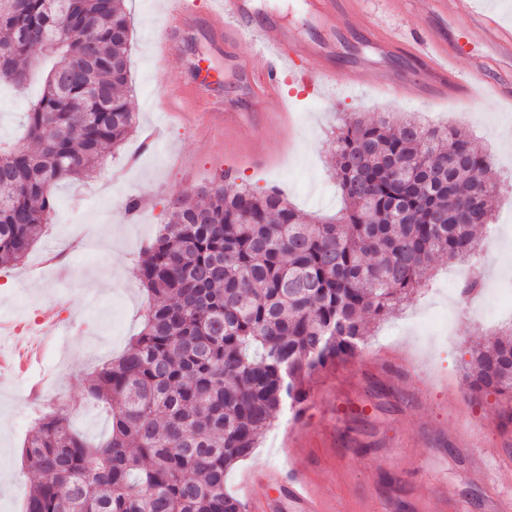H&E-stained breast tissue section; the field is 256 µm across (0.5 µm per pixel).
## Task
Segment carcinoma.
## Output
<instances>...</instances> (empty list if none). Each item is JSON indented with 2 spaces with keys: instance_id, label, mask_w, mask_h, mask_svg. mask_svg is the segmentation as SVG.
<instances>
[{
  "instance_id": "obj_1",
  "label": "carcinoma",
  "mask_w": 512,
  "mask_h": 512,
  "mask_svg": "<svg viewBox=\"0 0 512 512\" xmlns=\"http://www.w3.org/2000/svg\"><path fill=\"white\" fill-rule=\"evenodd\" d=\"M126 0H0V85L50 57L25 136L0 148V267L44 235L61 184L102 172L136 128L126 96ZM341 216L308 222L275 190L225 178L169 205L136 277L144 327L97 368L84 400L104 405L97 442L51 411L22 448L39 474L22 512H243L224 489L312 376L353 358L370 325L421 288L439 258L470 262L494 223L489 156L466 131L354 115L336 132ZM469 398L512 425V323L466 350Z\"/></svg>"
}]
</instances>
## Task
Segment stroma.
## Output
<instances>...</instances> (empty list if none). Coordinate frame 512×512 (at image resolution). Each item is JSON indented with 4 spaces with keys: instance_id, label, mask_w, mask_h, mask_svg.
<instances>
[{
    "instance_id": "stroma-1",
    "label": "stroma",
    "mask_w": 512,
    "mask_h": 512,
    "mask_svg": "<svg viewBox=\"0 0 512 512\" xmlns=\"http://www.w3.org/2000/svg\"><path fill=\"white\" fill-rule=\"evenodd\" d=\"M158 0H126L132 40L129 99L135 133L107 156L104 170L83 186L63 185L48 231L20 263L0 268V317L34 320L46 306L58 309L63 336L50 338L39 372L48 385L31 403L28 377L0 372V512H20L33 481L21 449L44 412L65 414L75 430L97 440L108 432V417L95 404L74 407L97 366L118 356L143 325L151 303L135 274L116 277L108 263L120 251L134 265L140 251L165 223L170 201L196 195L231 172L237 187L277 189L311 220L336 217L342 199L334 176L332 141L346 115L417 116L432 124L466 129L473 146L487 153L499 181L512 182V101L474 90L469 97L433 99L410 78L415 68L408 49L386 56L398 82L394 96L369 86L363 64L373 52L364 32L371 24L412 39L444 29L460 36L462 21L438 26L423 0H365V13L340 31L310 19L305 0H254L258 11L277 12L299 36L323 41L339 37L335 63L350 85L318 96L291 83L294 110L279 133L254 141L249 127L204 131L165 113V102L194 85L197 60L221 74L211 96L241 111L248 104L233 71L224 67V48L205 22L177 32V65L160 61L154 43L167 19ZM40 92L0 90V143L22 134L29 100ZM144 203L136 215L124 212L127 199ZM497 234L487 241L485 275L512 263V189L499 191ZM466 270L439 263L434 278L390 317L376 322L354 358L321 369L302 414L283 410L260 437L254 455L227 473L226 490L243 496L247 475L281 468L284 458L303 469L328 512H490L495 495L512 496V427L498 426L495 397L474 401L462 388L466 348L496 327L489 315L499 306L495 290L470 299L457 289ZM492 450L489 480L469 472L468 452ZM441 489L442 497L431 495Z\"/></svg>"
}]
</instances>
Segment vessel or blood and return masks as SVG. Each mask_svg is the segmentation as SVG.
Returning a JSON list of instances; mask_svg holds the SVG:
<instances>
[{"mask_svg":"<svg viewBox=\"0 0 512 512\" xmlns=\"http://www.w3.org/2000/svg\"><path fill=\"white\" fill-rule=\"evenodd\" d=\"M432 14L442 17L456 16L466 22L461 40H453L440 34H424L412 43V54L422 61L416 84L424 92L445 96L451 93H463L467 84L457 74L435 58L436 53L449 57L460 56L463 45L478 42H490L495 54L503 59L512 58V26L503 23L499 14L486 7H476L475 0H426ZM361 0H307L308 14L323 25L335 22L348 24L350 18L360 14ZM164 10L169 28L187 24L198 13H205L216 39L224 43V61L228 67L241 68L242 62L234 48L239 44L249 45L253 53L264 59L265 68L257 75L247 78V90L257 109L263 110L265 122L252 128L254 139H261L263 128L278 124L290 110L291 96L286 92L288 82H301L310 86L315 93H323L338 81L333 58V46L310 41L300 44L294 31L285 24L281 16L274 12L256 14L251 0H216L215 5L198 10L195 0H164ZM370 42L379 53L390 54L399 48L401 37L398 33L368 27ZM473 67L482 75V81L496 94L512 96V74L505 71L494 72L486 69L482 59H474ZM215 79L210 67L199 70L198 87L214 84ZM189 88L185 92L193 100L192 107L200 120L214 126H230L242 123L239 112L224 110L221 105L209 104L199 100L197 89ZM276 100L273 109H266L267 100ZM41 333L19 336L11 350L0 349V364L5 359H19V372H26L32 365L39 363L44 337L60 333V324L51 314L41 318ZM277 481L286 486L290 497L299 506L301 512H324L320 497L310 488L305 478L292 466H285L272 473L253 475L247 482L248 504L250 512H274L273 503L265 498L260 488L269 481Z\"/></svg>","mask_w":512,"mask_h":512,"instance_id":"b4317fda","label":"vessel or blood"}]
</instances>
